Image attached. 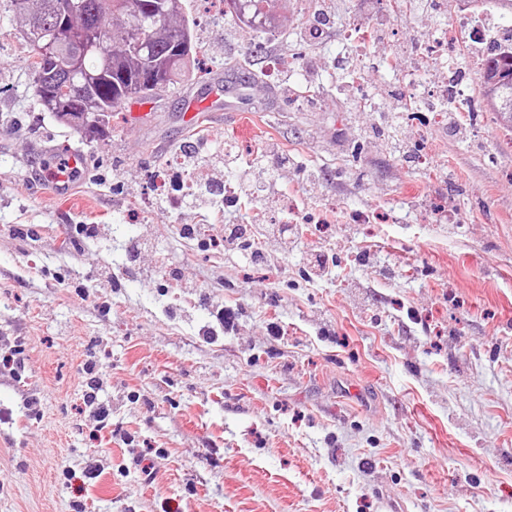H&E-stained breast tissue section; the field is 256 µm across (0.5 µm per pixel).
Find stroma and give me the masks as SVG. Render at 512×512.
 Wrapping results in <instances>:
<instances>
[{
  "instance_id": "35a3bbf8",
  "label": "stroma",
  "mask_w": 512,
  "mask_h": 512,
  "mask_svg": "<svg viewBox=\"0 0 512 512\" xmlns=\"http://www.w3.org/2000/svg\"><path fill=\"white\" fill-rule=\"evenodd\" d=\"M184 10L189 75L92 142L35 102L0 13V512H512V129L478 47L448 51L466 111L430 121L452 9L288 0L262 35ZM184 152L225 202L148 201ZM259 153L279 182L243 195ZM176 163V158L169 159L163 166L156 169L152 176L153 195L167 196L172 205L178 203L177 196L172 192L171 186V173Z\"/></svg>"
}]
</instances>
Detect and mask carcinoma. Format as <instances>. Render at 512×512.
Listing matches in <instances>:
<instances>
[{"instance_id":"obj_1","label":"carcinoma","mask_w":512,"mask_h":512,"mask_svg":"<svg viewBox=\"0 0 512 512\" xmlns=\"http://www.w3.org/2000/svg\"><path fill=\"white\" fill-rule=\"evenodd\" d=\"M24 23L30 48L33 96L42 109L82 139L104 134L113 113L133 99L170 90L194 63L198 43L182 18L181 0H0ZM256 18L271 0H223ZM499 115L512 123V54L494 62Z\"/></svg>"}]
</instances>
